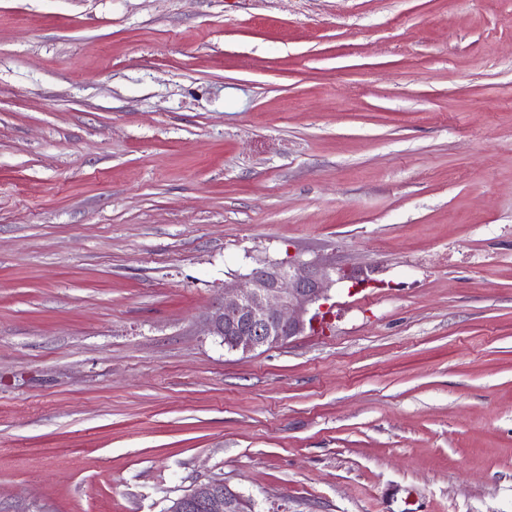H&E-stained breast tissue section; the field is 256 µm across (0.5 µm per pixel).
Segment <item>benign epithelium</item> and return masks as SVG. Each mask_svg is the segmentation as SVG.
<instances>
[{
	"label": "benign epithelium",
	"mask_w": 512,
	"mask_h": 512,
	"mask_svg": "<svg viewBox=\"0 0 512 512\" xmlns=\"http://www.w3.org/2000/svg\"><path fill=\"white\" fill-rule=\"evenodd\" d=\"M345 271L328 259L297 258L288 264L271 261L254 268L231 295L214 305L204 319V331L225 347L244 354L286 344L305 332L316 317L310 309L328 299V291ZM246 498L228 484L209 481L171 500L165 512H239Z\"/></svg>",
	"instance_id": "1"
}]
</instances>
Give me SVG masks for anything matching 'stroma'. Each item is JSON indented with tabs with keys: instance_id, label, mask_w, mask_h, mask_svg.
<instances>
[{
	"instance_id": "obj_1",
	"label": "stroma",
	"mask_w": 512,
	"mask_h": 512,
	"mask_svg": "<svg viewBox=\"0 0 512 512\" xmlns=\"http://www.w3.org/2000/svg\"><path fill=\"white\" fill-rule=\"evenodd\" d=\"M322 254L311 328L226 286ZM512 512V0H0V512ZM345 271L317 256L288 262L271 261L251 270L231 295L214 305L204 319V331L219 338L224 347L244 354L286 344L313 325L307 314ZM246 501L242 493L228 484L209 481L171 500L165 512H186L192 507H201L207 512H238Z\"/></svg>"
}]
</instances>
